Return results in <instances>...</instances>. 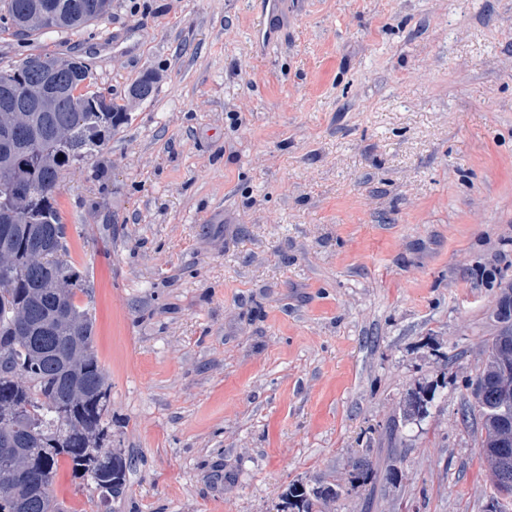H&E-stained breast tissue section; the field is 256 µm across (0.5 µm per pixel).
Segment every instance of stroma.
I'll return each instance as SVG.
<instances>
[{"mask_svg": "<svg viewBox=\"0 0 512 512\" xmlns=\"http://www.w3.org/2000/svg\"><path fill=\"white\" fill-rule=\"evenodd\" d=\"M112 0L78 33L0 38L152 99L58 198L132 462L109 512H490L468 386L512 282V0ZM426 386L427 415L408 421ZM369 457L366 483L349 480ZM54 494L102 512L60 470ZM278 30L262 18L260 24L253 27L250 42L257 50L269 49L277 44ZM157 82L158 76L155 73L151 71L143 73L128 88V97L139 102L152 98L156 91ZM341 496L335 485L291 484L281 495V512H334Z\"/></svg>", "mask_w": 512, "mask_h": 512, "instance_id": "obj_1", "label": "stroma"}]
</instances>
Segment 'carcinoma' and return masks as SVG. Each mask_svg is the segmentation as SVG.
Wrapping results in <instances>:
<instances>
[{
  "mask_svg": "<svg viewBox=\"0 0 512 512\" xmlns=\"http://www.w3.org/2000/svg\"><path fill=\"white\" fill-rule=\"evenodd\" d=\"M112 0H0V32L20 40L49 31L78 32L104 19ZM58 65L65 93L40 112L0 111V512H70L53 494L61 465L87 481L102 502L123 497L131 461L108 448L110 386L94 349V318L78 297L87 293V271L66 246L57 197L63 172L101 152L127 120L112 95L90 90L91 77L48 53L26 55L0 69V102L17 92L41 97L38 64ZM158 76L143 73L128 97L144 102ZM512 365V321L500 322L469 387L481 390L471 412L481 423L480 451L496 491V512H512V484L497 478L496 456L512 400L501 397L503 364ZM373 463L351 464V481L366 482ZM334 485L291 484L281 512H336Z\"/></svg>",
  "mask_w": 512,
  "mask_h": 512,
  "instance_id": "carcinoma-1",
  "label": "carcinoma"
}]
</instances>
